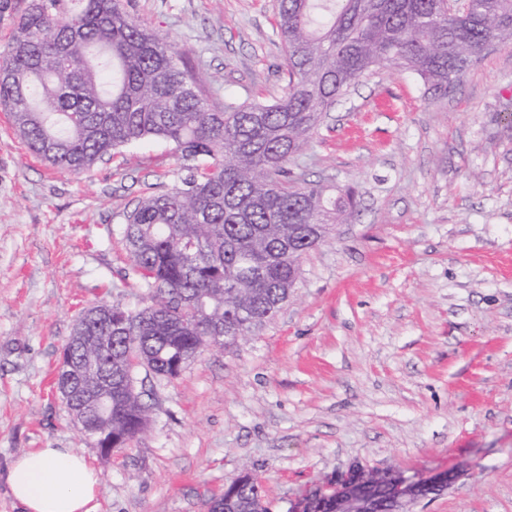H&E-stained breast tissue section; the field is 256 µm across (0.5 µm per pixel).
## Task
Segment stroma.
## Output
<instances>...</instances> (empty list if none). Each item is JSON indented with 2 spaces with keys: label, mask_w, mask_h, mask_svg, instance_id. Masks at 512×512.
I'll list each match as a JSON object with an SVG mask.
<instances>
[{
  "label": "stroma",
  "mask_w": 512,
  "mask_h": 512,
  "mask_svg": "<svg viewBox=\"0 0 512 512\" xmlns=\"http://www.w3.org/2000/svg\"><path fill=\"white\" fill-rule=\"evenodd\" d=\"M277 0H124L184 54L216 104L287 82ZM512 48L489 47L447 96L383 69L330 108L292 170L355 188L347 223L301 265L276 317L178 377L146 382V429L102 456L53 390L62 348L98 301L149 303L120 229L173 183L147 140L86 175L36 159L0 111V512L40 448L95 468L94 512H208L240 472L272 512L357 464L458 477L409 512H512Z\"/></svg>",
  "instance_id": "stroma-1"
}]
</instances>
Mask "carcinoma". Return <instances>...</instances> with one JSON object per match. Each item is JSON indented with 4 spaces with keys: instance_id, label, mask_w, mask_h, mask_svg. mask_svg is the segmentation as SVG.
<instances>
[{
    "instance_id": "1",
    "label": "carcinoma",
    "mask_w": 512,
    "mask_h": 512,
    "mask_svg": "<svg viewBox=\"0 0 512 512\" xmlns=\"http://www.w3.org/2000/svg\"><path fill=\"white\" fill-rule=\"evenodd\" d=\"M288 82L270 103L214 105L182 54L124 10L122 0H30L0 52V110L30 152L85 174L121 147L173 145L183 174L142 197L121 228L150 304L88 307L73 332L94 360L88 389L110 413L75 421L131 440L148 423L141 393L117 398L98 371L174 378L216 345L271 321L297 286L301 261L356 207L289 168L336 98L375 68L417 74L445 96L491 43L512 47V0H277ZM210 512H269L258 477L224 486Z\"/></svg>"
}]
</instances>
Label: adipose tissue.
<instances>
[{
    "label": "adipose tissue",
    "instance_id": "obj_1",
    "mask_svg": "<svg viewBox=\"0 0 512 512\" xmlns=\"http://www.w3.org/2000/svg\"><path fill=\"white\" fill-rule=\"evenodd\" d=\"M6 481L24 512H92L98 476L71 448H43L17 458Z\"/></svg>",
    "mask_w": 512,
    "mask_h": 512
}]
</instances>
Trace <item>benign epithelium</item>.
Returning <instances> with one entry per match:
<instances>
[{"instance_id": "benign-epithelium-1", "label": "benign epithelium", "mask_w": 512, "mask_h": 512, "mask_svg": "<svg viewBox=\"0 0 512 512\" xmlns=\"http://www.w3.org/2000/svg\"><path fill=\"white\" fill-rule=\"evenodd\" d=\"M85 371L86 362L78 356L69 352L62 356L57 374L58 392L60 398L71 405L72 414L77 419L82 418L88 406L95 402L94 392L77 387ZM455 480L456 473L452 471L410 480L400 474L368 472L354 466L331 476L315 494L330 498L333 512H379L378 493L386 487L394 490L398 502L408 504L426 498L425 489L445 490Z\"/></svg>"}]
</instances>
